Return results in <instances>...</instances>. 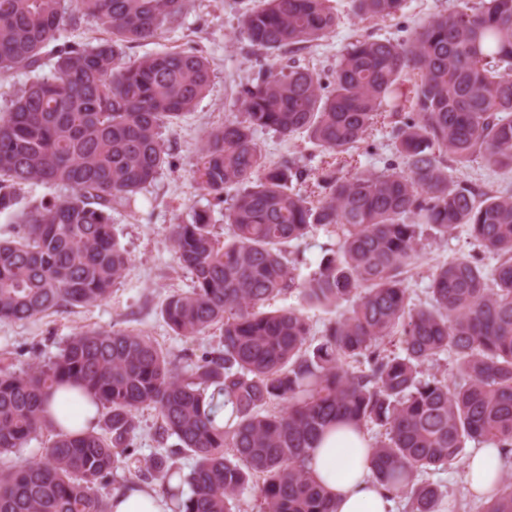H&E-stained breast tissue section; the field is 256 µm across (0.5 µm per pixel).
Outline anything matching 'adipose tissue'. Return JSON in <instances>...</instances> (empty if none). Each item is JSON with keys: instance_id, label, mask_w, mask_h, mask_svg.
Masks as SVG:
<instances>
[{"instance_id": "ef3b65f1", "label": "adipose tissue", "mask_w": 512, "mask_h": 512, "mask_svg": "<svg viewBox=\"0 0 512 512\" xmlns=\"http://www.w3.org/2000/svg\"><path fill=\"white\" fill-rule=\"evenodd\" d=\"M310 472L327 491L334 512H395L391 493L371 471L370 442L363 433L339 425L326 432L311 451ZM500 449L480 448L466 461V480L474 494H493L502 473ZM112 512H170V502L155 490L131 484L116 492Z\"/></svg>"}]
</instances>
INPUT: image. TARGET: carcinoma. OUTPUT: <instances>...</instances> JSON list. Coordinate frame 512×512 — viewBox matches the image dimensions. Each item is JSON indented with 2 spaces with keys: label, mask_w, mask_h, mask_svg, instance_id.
Listing matches in <instances>:
<instances>
[{
  "label": "carcinoma",
  "mask_w": 512,
  "mask_h": 512,
  "mask_svg": "<svg viewBox=\"0 0 512 512\" xmlns=\"http://www.w3.org/2000/svg\"><path fill=\"white\" fill-rule=\"evenodd\" d=\"M357 13L394 16L405 0H352ZM184 0H0V75L32 79L0 116V321L23 323L108 299L130 257L112 225L167 163L160 129L189 112L211 82L210 60L189 47L132 59L126 50L182 18ZM94 18L108 37L66 32ZM332 0H254L241 33L278 57L330 35ZM55 73L41 74L46 57ZM412 80V114L392 127L400 162L373 172L352 151L400 108ZM242 112L207 132L194 177L214 205L230 202L224 240L208 209L171 227L192 286L161 307L167 326L195 337L217 327L219 346L180 371L142 332L87 329L48 360L23 369L0 360V459L46 428L42 457L0 465V512H109L98 489L121 465L159 484L173 512H236L251 488L262 512H333L309 474L310 450L330 426L384 430L371 445L374 479L409 506L436 512L428 481L470 443L512 452V193L458 180L476 157L512 168V0H479L419 22L402 42L348 44L332 81L296 62L233 90ZM307 132L329 160L317 198L294 192L308 170L285 155L266 161L255 134ZM71 193L17 210L31 184ZM464 227L495 258H448L428 275L429 303L412 304L407 273L425 231ZM336 236L301 278L288 248L310 232ZM299 303L274 311L278 296ZM353 300L312 332L305 310ZM454 381L424 374L441 354ZM57 387L102 410L81 432L49 416ZM157 411L167 455L134 446L138 412ZM185 453L182 473L171 456ZM479 512H512V476Z\"/></svg>",
  "instance_id": "1"
}]
</instances>
